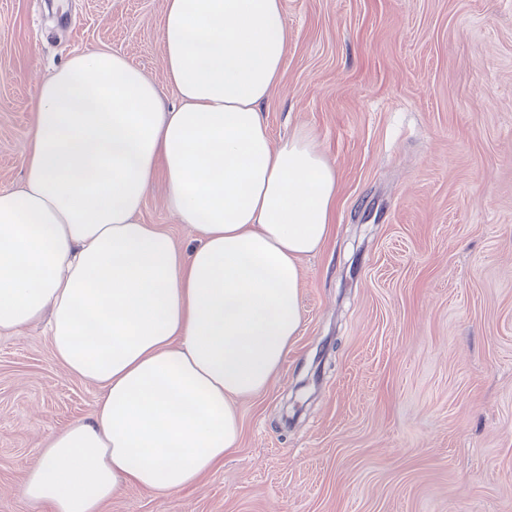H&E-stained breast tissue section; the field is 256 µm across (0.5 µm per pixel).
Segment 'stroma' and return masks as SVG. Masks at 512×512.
<instances>
[{
	"instance_id": "stroma-1",
	"label": "stroma",
	"mask_w": 512,
	"mask_h": 512,
	"mask_svg": "<svg viewBox=\"0 0 512 512\" xmlns=\"http://www.w3.org/2000/svg\"><path fill=\"white\" fill-rule=\"evenodd\" d=\"M263 106L335 167L333 230L300 262L299 335L237 402L234 454L192 487H129L104 512H512V0H283ZM165 0H0V187L24 179L37 82L73 53L160 86ZM151 186L141 220L196 237ZM100 389L44 325L0 335V512Z\"/></svg>"
}]
</instances>
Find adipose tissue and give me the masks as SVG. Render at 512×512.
<instances>
[{
	"instance_id": "1",
	"label": "adipose tissue",
	"mask_w": 512,
	"mask_h": 512,
	"mask_svg": "<svg viewBox=\"0 0 512 512\" xmlns=\"http://www.w3.org/2000/svg\"><path fill=\"white\" fill-rule=\"evenodd\" d=\"M160 37L177 103L121 54H75L36 85L25 182L0 189V334L46 322L56 359L102 391L28 475L51 512L176 493L233 454L234 401L275 381L299 263L332 229L334 167L306 130L273 141L262 112L282 0H166ZM159 177L191 249L139 220Z\"/></svg>"
}]
</instances>
